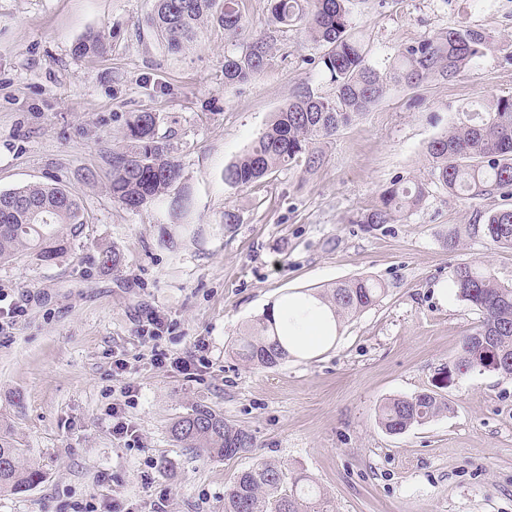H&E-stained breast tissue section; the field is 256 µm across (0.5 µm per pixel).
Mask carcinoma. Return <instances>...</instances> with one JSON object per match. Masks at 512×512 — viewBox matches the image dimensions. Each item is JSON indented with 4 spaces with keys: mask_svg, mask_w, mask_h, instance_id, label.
Here are the masks:
<instances>
[{
    "mask_svg": "<svg viewBox=\"0 0 512 512\" xmlns=\"http://www.w3.org/2000/svg\"><path fill=\"white\" fill-rule=\"evenodd\" d=\"M348 0H270L269 25L276 29L301 23L309 38L327 47L320 64L334 86L331 96L307 88L297 91L275 113L267 129L235 161L224 168L230 186L247 187L289 165L305 172L321 167L320 144L332 140L356 115L369 111L392 83L413 85L440 77L449 79L476 67L491 45L483 29L458 25L432 37L400 45L392 61L380 70L371 65L362 40L348 18ZM242 0H155L148 25L170 50L193 42L201 24L213 21L234 41L245 31ZM104 37L92 33L74 47L81 56L103 50ZM239 53L224 55V84L250 81L266 66L268 43L263 37L240 42ZM127 143L112 153L106 175L112 200L140 209L170 195L181 178V163L151 112H132ZM430 181L448 193L473 201L465 233L496 246L512 248V96L498 97L481 112H459L448 128L425 148ZM428 183L412 184L398 177L381 194L380 205L363 214L361 224H390L420 208ZM499 198L505 204L486 209L479 201ZM87 218L79 199L59 184L32 183L0 191V262L18 256L54 262L74 250ZM451 281L457 296L476 307L479 324L463 339L456 366L484 370L492 357L498 374L512 377V286H504L481 264L453 266ZM385 287L359 276L313 294L326 304L333 320L353 318L378 304ZM288 323L277 324L264 311L247 326L237 354L264 368L289 357L284 345ZM449 410L432 391L392 398L378 408L385 431H406ZM182 447L210 457L231 459L255 446L246 430L197 405L171 426ZM43 480L40 467L24 459V450L0 435V493L26 491ZM309 476L286 467L260 462L236 475L224 490V512H329L326 502L305 492Z\"/></svg>",
    "mask_w": 512,
    "mask_h": 512,
    "instance_id": "cac0c4a2",
    "label": "carcinoma"
}]
</instances>
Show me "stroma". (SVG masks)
I'll return each mask as SVG.
<instances>
[{
	"label": "stroma",
	"mask_w": 512,
	"mask_h": 512,
	"mask_svg": "<svg viewBox=\"0 0 512 512\" xmlns=\"http://www.w3.org/2000/svg\"><path fill=\"white\" fill-rule=\"evenodd\" d=\"M242 4L246 37L273 41L265 69L228 87L223 29L205 23L170 52L145 25L155 0H0V191L60 183L89 217L83 248L63 260L0 263V307L15 311L0 329V432L44 473L0 494V512H107L116 500L224 512L234 475L262 460L308 475L331 512H512V377L444 381L481 319L457 296L452 267L479 261L510 286L512 248L465 236L449 251L448 229L467 223L471 203L439 188L393 223L360 221L396 177L426 180L425 147L455 113L512 95V0H350V23L381 69L400 44L457 24L494 45L476 70L389 86L325 144L314 174L285 167L244 188L225 183V166L292 93L332 86L324 48L303 27L271 32L268 0ZM93 32L107 36L106 53L75 55ZM143 111L158 115L183 168L176 191L188 203L176 220L169 200L130 210L105 187L126 121ZM228 210L239 223H225ZM104 246L119 254L117 270L99 266ZM358 276L387 292L341 320L326 349L271 369L236 354L240 332L272 303ZM151 310L167 319L163 349L206 339L208 368L189 378L152 364L139 336ZM128 383L136 396L126 401ZM424 390L449 412L387 434L378 406ZM116 401L135 445L112 434ZM197 405L252 434L254 448L229 460L180 448L171 425Z\"/></svg>",
	"instance_id": "stroma-1"
}]
</instances>
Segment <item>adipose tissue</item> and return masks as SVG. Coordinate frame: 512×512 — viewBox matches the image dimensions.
Segmentation results:
<instances>
[{
  "instance_id": "adipose-tissue-1",
  "label": "adipose tissue",
  "mask_w": 512,
  "mask_h": 512,
  "mask_svg": "<svg viewBox=\"0 0 512 512\" xmlns=\"http://www.w3.org/2000/svg\"><path fill=\"white\" fill-rule=\"evenodd\" d=\"M276 317H289L288 346L291 352L304 353L319 349L327 339L329 319L319 302L308 296L289 298L287 303L277 304Z\"/></svg>"
}]
</instances>
